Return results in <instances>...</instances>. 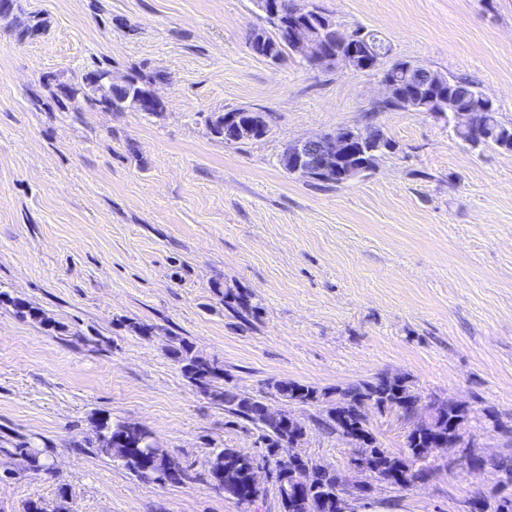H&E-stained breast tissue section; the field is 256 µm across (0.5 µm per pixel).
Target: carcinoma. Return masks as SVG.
Returning a JSON list of instances; mask_svg holds the SVG:
<instances>
[{
  "mask_svg": "<svg viewBox=\"0 0 512 512\" xmlns=\"http://www.w3.org/2000/svg\"><path fill=\"white\" fill-rule=\"evenodd\" d=\"M271 29L257 28L249 35L248 46L251 51L264 59L279 57L284 61L285 52L275 43L279 20L268 17ZM454 92L458 98L471 99L478 94L476 82L466 77L452 78ZM88 90L96 95L95 101L109 97L114 101L124 98L123 87L117 84L101 86L85 83ZM0 297L11 303L16 312L40 324L48 318L40 309L21 300L0 292ZM169 354L181 366V371L188 382L201 394L224 405V411L250 422L258 431L267 461L276 465L281 459L299 456L303 463L310 462L304 457L299 445L292 442L293 432L298 436L306 435V426L300 425L296 430L281 426L280 417L268 412L269 403L265 397L246 395L232 385L229 374L217 360L197 354L193 346L181 339L171 346ZM269 396L285 402L312 405L321 401L327 393L317 388L291 380L269 379L266 382ZM369 401L379 412L395 411L412 420L413 412H419L418 421L409 429L405 438V452L396 455L383 448L373 434L369 424L359 416L360 405ZM472 420L471 409L459 407L444 401L435 400L427 405L421 403L420 395L404 376L379 373L373 378L348 385L336 390V402L326 409L325 418L318 424L339 438L359 433L368 441L366 454L360 459L362 465L381 473L394 489H405L416 484V480L427 475L433 476L437 466L431 464L430 458L437 450L436 437L470 435L469 424ZM124 421H114L103 415L95 419L97 449L122 463L138 478L158 484H180L191 479L188 468L176 462L167 449L151 447V440L139 434L130 433L128 444L118 448L112 447V436L122 432ZM16 454L26 461V469L33 473L52 472L49 463V448H40L24 442L16 448ZM256 461L255 454L246 453L237 448H221L212 452L207 461V479L224 483V497L236 501L257 503L266 495V488L250 482V470ZM481 469L489 467L499 474V488L494 495L477 497L478 507L474 512H512V455L499 457H480ZM236 471L238 482H226L224 471ZM271 484L276 488L281 512H343L342 500L344 489L338 483L336 474L323 469H315L308 488L297 495L290 483L289 476L281 469H276Z\"/></svg>",
  "mask_w": 512,
  "mask_h": 512,
  "instance_id": "1",
  "label": "carcinoma"
}]
</instances>
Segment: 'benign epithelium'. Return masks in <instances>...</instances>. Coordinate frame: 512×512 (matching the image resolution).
<instances>
[{
    "mask_svg": "<svg viewBox=\"0 0 512 512\" xmlns=\"http://www.w3.org/2000/svg\"><path fill=\"white\" fill-rule=\"evenodd\" d=\"M259 10L282 19L278 39L286 51L295 53L306 60L313 68H327L341 65L353 71L361 67L367 71L382 68L381 83L385 88L384 98L395 97V90L420 76L427 70L430 79L424 81L428 91L427 105L424 109L432 116L451 124L455 131L464 134L478 146L495 133L490 127V111L493 100L481 93L475 101L462 109L448 106V97L442 90L450 77L426 69V66L406 60H395L381 67L384 55L378 49L370 48L362 38L344 35L332 39V30L336 22L329 15L300 5L297 0H254ZM259 118L240 121L233 114L224 115V136L231 143L244 136H254L262 131ZM379 134L375 129L357 128L338 129L331 134L316 133L288 143L285 158L288 160L287 172L307 179H328L338 184L347 183L374 170L359 153L362 145L372 146L378 143ZM448 449V463L455 467L474 471L476 461L470 454V447H480L475 439L460 436L453 441L442 442ZM356 474L355 482L347 484L352 497L344 503V512H356L357 504L363 495L373 489L377 476L351 463Z\"/></svg>",
    "mask_w": 512,
    "mask_h": 512,
    "instance_id": "1",
    "label": "benign epithelium"
}]
</instances>
